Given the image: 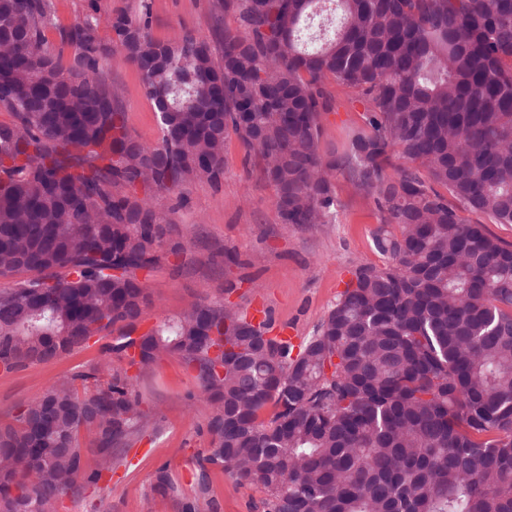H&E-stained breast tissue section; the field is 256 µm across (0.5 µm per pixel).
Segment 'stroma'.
<instances>
[{"label": "stroma", "mask_w": 512, "mask_h": 512, "mask_svg": "<svg viewBox=\"0 0 512 512\" xmlns=\"http://www.w3.org/2000/svg\"><path fill=\"white\" fill-rule=\"evenodd\" d=\"M57 22L50 30L51 45L59 43V28L99 19L95 36L109 40L108 19L113 13L151 9V34L171 41L191 31L219 44L225 17L217 0H51ZM99 79L117 88L118 112L128 133L153 146L161 138L159 115L147 99L138 69L120 53L99 67ZM332 97L331 111L322 113L321 142L342 147L351 129L364 123L363 108L353 102L350 90L333 80L324 83ZM340 203L335 224H285L275 206V191L262 177L256 162L246 161L245 149L230 138L225 149L224 174L219 181L196 179L175 191L133 188L157 209L169 212L173 225L170 244L193 241L191 252L163 250L159 261L142 271L153 296L142 312L140 331L179 316L200 300L228 305L247 312L251 303L264 304L270 335L291 336L301 346L314 336L352 270L359 265H379L372 233L380 214L371 197L355 191L347 176L335 179ZM100 344L43 363L0 370V420L16 404L42 394L59 380L105 361ZM143 410L155 423L122 450L112 480L99 493L66 499L59 512H177L173 502L151 488L156 470L167 467L186 497L195 494L198 455L208 443L211 408L203 400L192 370L171 353L138 371L134 382ZM211 494L221 512H258L260 490L237 485L230 472H209Z\"/></svg>", "instance_id": "1"}]
</instances>
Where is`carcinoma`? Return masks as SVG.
I'll return each instance as SVG.
<instances>
[{
	"mask_svg": "<svg viewBox=\"0 0 512 512\" xmlns=\"http://www.w3.org/2000/svg\"><path fill=\"white\" fill-rule=\"evenodd\" d=\"M219 0L222 52L150 32L149 8L60 29L49 0H0V368L104 341L143 367L196 372L212 414L207 467L261 490L263 512H512V0ZM73 49L64 60L65 49ZM118 51L142 77L162 138L125 129L98 79ZM332 79L363 105L342 152L321 146ZM236 136L285 224H335L336 174L373 198L382 266L360 265L292 355L202 299L136 336L169 214L112 186L172 191L224 173ZM151 426L133 378L105 365L0 422V512H58L112 473ZM91 439L80 442L81 432ZM96 467L84 469V459ZM153 491L197 512L167 471Z\"/></svg>",
	"mask_w": 512,
	"mask_h": 512,
	"instance_id": "cac0c4a2",
	"label": "carcinoma"
}]
</instances>
